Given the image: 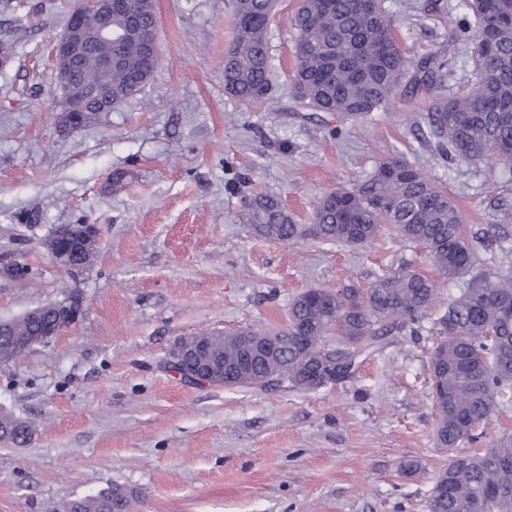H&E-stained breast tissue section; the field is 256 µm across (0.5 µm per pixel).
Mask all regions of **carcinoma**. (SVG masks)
I'll return each instance as SVG.
<instances>
[{"label":"carcinoma","mask_w":512,"mask_h":512,"mask_svg":"<svg viewBox=\"0 0 512 512\" xmlns=\"http://www.w3.org/2000/svg\"><path fill=\"white\" fill-rule=\"evenodd\" d=\"M146 0H130L112 15L116 30L140 21L150 27ZM461 18L449 35L456 44L475 45L477 77L453 91L454 69L442 52L409 63L395 36V19L383 0L356 14L349 0H298L293 14L298 31L293 89L296 100L318 112H337L353 122L366 120L398 95H426V114L439 155L458 166L487 161L512 167V0H457ZM236 27L224 65L228 92L245 105L272 91L268 44L270 0H236ZM120 57L112 70L96 66V56ZM156 68L139 42H95L78 75L57 73L63 100L82 97L90 85L112 89V108L148 83ZM246 221L259 237L297 243L307 239L364 247L386 233L427 249L439 275L463 280L458 294L435 320L439 340L430 356L431 404L435 439L450 451L448 465L434 478L427 512H512V439L484 453L455 454L463 441L477 439L480 424L512 402V271L476 270L479 262L470 231L448 192L406 160L388 156L347 187L325 192L314 223L296 224L281 200L259 193L247 204ZM95 237L75 245L73 265L86 268ZM440 288L430 276L404 266L375 277L366 288H309L293 300L286 323L276 329L245 328L201 335L224 360L216 384L264 388L272 375L301 391H314L351 378L358 358L382 348L392 336L414 331L438 304ZM49 313L24 314L0 325V358L21 353L20 339L38 336ZM336 333V347L325 338ZM275 350L254 359L248 376L236 372L242 335ZM0 440L26 443L31 425L0 413ZM132 493L120 487L71 501L66 512H130Z\"/></svg>","instance_id":"cac0c4a2"}]
</instances>
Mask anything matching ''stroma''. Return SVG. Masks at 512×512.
I'll list each match as a JSON object with an SVG mask.
<instances>
[{
	"label": "stroma",
	"instance_id": "obj_1",
	"mask_svg": "<svg viewBox=\"0 0 512 512\" xmlns=\"http://www.w3.org/2000/svg\"><path fill=\"white\" fill-rule=\"evenodd\" d=\"M385 0L411 59L449 48L455 0ZM159 62L149 84L77 128L60 123L49 53L76 0H0V319L72 294L79 320L0 363V411L32 422L22 446L0 442V512H59L121 486L134 512H425L448 452L429 398L432 319L366 357L350 380L316 391L288 383L229 389L184 382L175 340L283 322L311 287H368L385 271L434 268L423 247L254 236L242 216L258 193L295 223L323 192L395 154L447 187L472 230L512 245V171L454 169L417 137L425 95H400L353 123L301 107L291 93L297 0L269 27L274 92L244 106L224 88L234 0H155ZM452 49V48H449ZM473 79V46L452 49ZM122 174L114 182V174ZM65 224L97 230L92 264L72 274L46 248ZM27 263L25 282L6 273Z\"/></svg>",
	"mask_w": 512,
	"mask_h": 512
}]
</instances>
